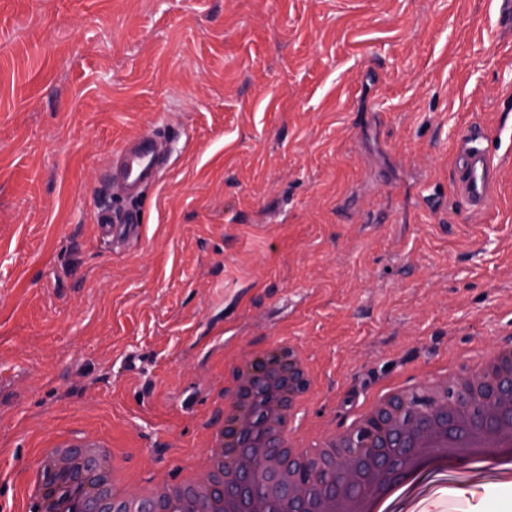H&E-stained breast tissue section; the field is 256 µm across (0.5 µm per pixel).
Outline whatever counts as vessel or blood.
<instances>
[{"instance_id": "vessel-or-blood-1", "label": "vessel or blood", "mask_w": 512, "mask_h": 512, "mask_svg": "<svg viewBox=\"0 0 512 512\" xmlns=\"http://www.w3.org/2000/svg\"><path fill=\"white\" fill-rule=\"evenodd\" d=\"M488 135L479 124H471L460 134L456 148L455 179L468 211L483 213L493 197L496 157L486 143ZM167 157L155 129L121 142L112 151L109 179L113 190L126 198L137 199L146 188L157 183ZM99 234L111 242L129 233H141L136 210L101 211L96 217Z\"/></svg>"}]
</instances>
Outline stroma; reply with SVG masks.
<instances>
[{"label": "stroma", "mask_w": 512, "mask_h": 512, "mask_svg": "<svg viewBox=\"0 0 512 512\" xmlns=\"http://www.w3.org/2000/svg\"><path fill=\"white\" fill-rule=\"evenodd\" d=\"M512 26L492 0H0V502L60 435L130 482L194 465L253 355L287 340L301 433L379 390L512 348V165L472 216L457 136L507 127ZM171 165L121 250L112 148ZM490 477L435 512H502ZM99 235L105 241L112 242L124 238L134 231L140 234L142 231L140 216L134 209L121 211H100L96 217Z\"/></svg>", "instance_id": "35a3bbf8"}]
</instances>
